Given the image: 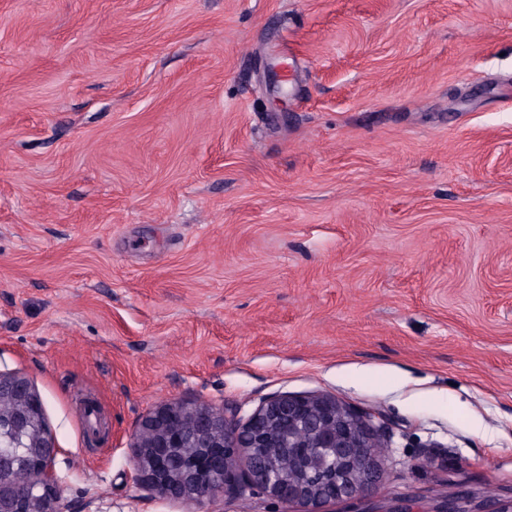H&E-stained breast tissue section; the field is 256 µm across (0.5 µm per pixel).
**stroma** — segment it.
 I'll list each match as a JSON object with an SVG mask.
<instances>
[{"mask_svg":"<svg viewBox=\"0 0 512 512\" xmlns=\"http://www.w3.org/2000/svg\"><path fill=\"white\" fill-rule=\"evenodd\" d=\"M0 371L68 512H302L133 481L158 406L285 393L393 434L329 512L512 505V0H0Z\"/></svg>","mask_w":512,"mask_h":512,"instance_id":"1","label":"stroma"}]
</instances>
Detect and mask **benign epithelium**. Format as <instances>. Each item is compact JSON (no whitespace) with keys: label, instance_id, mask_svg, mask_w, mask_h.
I'll return each mask as SVG.
<instances>
[{"label":"benign epithelium","instance_id":"7a95c632","mask_svg":"<svg viewBox=\"0 0 512 512\" xmlns=\"http://www.w3.org/2000/svg\"><path fill=\"white\" fill-rule=\"evenodd\" d=\"M0 512H65L56 446L27 379L0 373ZM380 417L325 395H277L245 423L208 406L156 408L136 431L134 482L160 497L203 503L229 490L324 512L385 482Z\"/></svg>","mask_w":512,"mask_h":512}]
</instances>
